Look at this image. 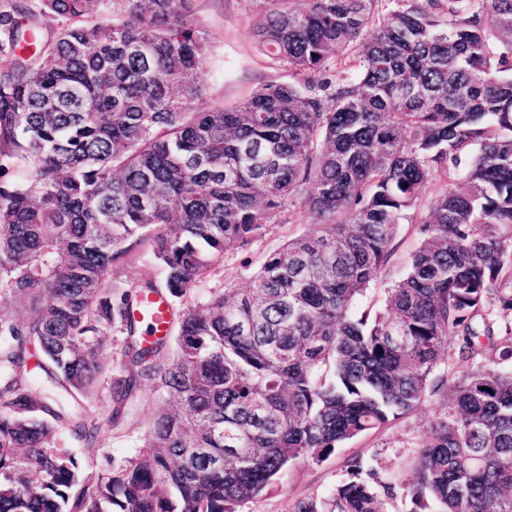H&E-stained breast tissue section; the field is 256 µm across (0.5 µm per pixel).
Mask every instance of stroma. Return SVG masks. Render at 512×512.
<instances>
[{
  "instance_id": "obj_1",
  "label": "stroma",
  "mask_w": 512,
  "mask_h": 512,
  "mask_svg": "<svg viewBox=\"0 0 512 512\" xmlns=\"http://www.w3.org/2000/svg\"><path fill=\"white\" fill-rule=\"evenodd\" d=\"M191 9L194 21L212 37L203 75L204 91L195 101V108L232 106L263 82L287 80V72L256 49L252 36L254 17L245 0H192ZM312 229L304 218L291 219L287 214H279L261 238L225 254L223 261L197 282L194 299L203 302L227 288H248L252 273L268 255ZM143 280L159 283L163 274L148 246L135 243L127 256L114 265L112 284L123 290ZM446 403L445 394H426L408 414L378 431L346 442L322 461H296L273 493L242 504L239 512H297L303 500L316 501L320 512H330L333 490L356 477L372 486L387 512H414L407 484L425 435ZM168 406L167 400L153 393L151 385H142L132 415L118 427L102 431L101 450L88 467V476L98 477L112 466L135 457L143 433L156 413ZM355 458L364 463V471L358 476L353 475L349 466Z\"/></svg>"
}]
</instances>
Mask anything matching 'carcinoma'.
<instances>
[{
  "label": "carcinoma",
  "instance_id": "carcinoma-1",
  "mask_svg": "<svg viewBox=\"0 0 512 512\" xmlns=\"http://www.w3.org/2000/svg\"><path fill=\"white\" fill-rule=\"evenodd\" d=\"M190 3L0 0V295L29 304L0 317V512H238L291 462L442 387L412 501L512 512V0H248L256 47L291 80L207 110L211 36ZM436 171L448 184L422 210ZM297 211L315 230L250 288L193 300L224 254ZM404 220L419 246L361 311ZM133 238L164 288L116 297ZM151 294L177 336L135 338ZM115 323L130 342L100 421L88 400ZM451 344L497 366L450 384L435 369ZM146 382L177 411L88 484L101 430ZM332 506L386 512L359 479Z\"/></svg>",
  "mask_w": 512,
  "mask_h": 512
}]
</instances>
